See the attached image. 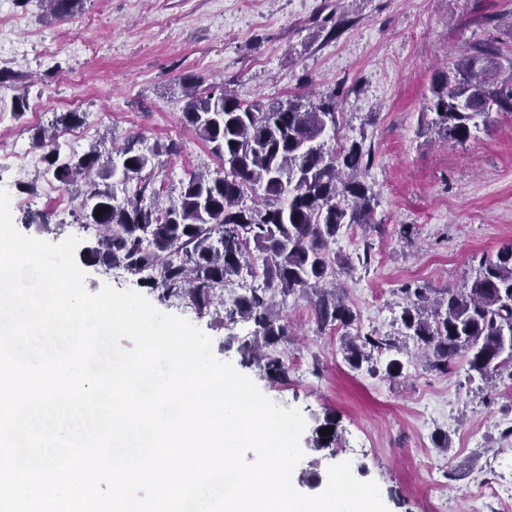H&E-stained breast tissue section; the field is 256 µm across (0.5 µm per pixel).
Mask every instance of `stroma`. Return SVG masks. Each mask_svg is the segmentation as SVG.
<instances>
[{
	"instance_id": "35a3bbf8",
	"label": "stroma",
	"mask_w": 512,
	"mask_h": 512,
	"mask_svg": "<svg viewBox=\"0 0 512 512\" xmlns=\"http://www.w3.org/2000/svg\"><path fill=\"white\" fill-rule=\"evenodd\" d=\"M479 42L512 60V0H84L59 18L42 0L18 7L0 0V187L11 196L17 229L58 243L93 232L76 222L81 184L61 185L44 167L17 176L12 155L34 150L54 113L78 111L84 144L111 133L143 137L163 152L150 176L160 201L176 195L187 174L218 160L181 123L178 87L188 74L224 84L251 104L335 93L336 143L364 141V171L377 205L372 223L341 230L332 249L351 258L337 270L336 294L354 312L347 329L319 327L307 294L288 296L284 312L288 382H270L243 366L239 345L252 323L220 324L187 305L161 303L157 290L124 268L85 265V287L134 289L160 311L186 318L207 334L217 358L239 366L275 403L306 421L295 467L296 490L327 484L330 466L350 462L356 479L379 486L388 512H512L484 499L486 486L512 477L504 429L512 427V378H468L465 366L444 375L426 368L414 346L401 354L399 378L384 377L388 354L352 369L341 334L400 335L401 290L431 293L470 284L482 255L512 245V112H490L470 139L439 137L426 115L440 71ZM26 96L14 113V97ZM176 153H166L167 145ZM63 196L59 210L55 196ZM336 419L334 449L314 447L325 416Z\"/></svg>"
}]
</instances>
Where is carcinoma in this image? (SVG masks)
Here are the masks:
<instances>
[{"label": "carcinoma", "mask_w": 512, "mask_h": 512, "mask_svg": "<svg viewBox=\"0 0 512 512\" xmlns=\"http://www.w3.org/2000/svg\"><path fill=\"white\" fill-rule=\"evenodd\" d=\"M46 2L61 18L82 8V0ZM500 57L498 46L479 43L438 77L429 111L446 138L462 144L492 109L512 112V74L501 77ZM179 86L186 98L182 123L211 144L221 165L190 173L169 205L146 194L142 173L155 168L159 151L143 147L139 137L113 155L96 145L63 155L55 135L41 131L42 159L60 183L79 177L86 185L79 217L98 231L87 263L148 271L147 284L164 303L213 311L221 322H253L252 339L240 346L243 363L284 383L288 366L277 346L288 342L289 332L279 306L289 295L313 290L322 326L345 328L355 319L326 282L340 230L370 223L375 195L360 177L369 153L357 141L327 148L338 122L334 94L316 101L292 95L265 105L244 103L222 84L204 88L193 75ZM115 179L124 185L135 180L137 187L119 198ZM258 188L261 202L252 199ZM244 270L261 285L224 300V289ZM401 292L402 336L414 341L427 366L446 372L461 362L482 379L512 368V245L482 258L464 290L436 297L421 287ZM340 351L353 369L372 352H387L384 373L391 379L402 373L403 346L389 336L345 335Z\"/></svg>", "instance_id": "cac0c4a2"}]
</instances>
